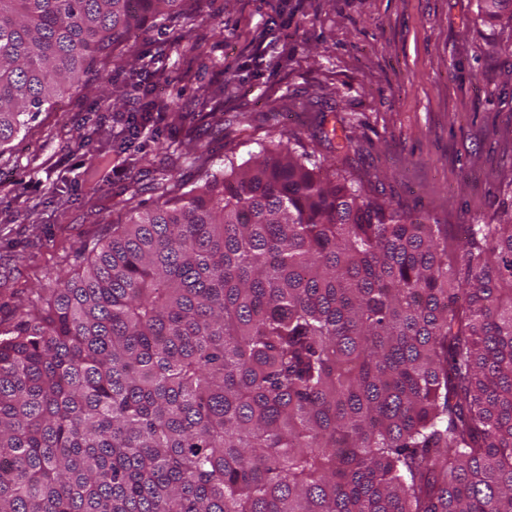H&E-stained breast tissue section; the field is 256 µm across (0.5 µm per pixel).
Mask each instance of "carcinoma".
I'll use <instances>...</instances> for the list:
<instances>
[{"label":"carcinoma","instance_id":"carcinoma-1","mask_svg":"<svg viewBox=\"0 0 512 512\" xmlns=\"http://www.w3.org/2000/svg\"><path fill=\"white\" fill-rule=\"evenodd\" d=\"M194 2L0 0V150ZM188 155L0 327V512H512V203L453 261L306 153Z\"/></svg>","mask_w":512,"mask_h":512}]
</instances>
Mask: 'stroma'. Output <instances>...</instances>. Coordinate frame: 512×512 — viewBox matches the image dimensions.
I'll return each instance as SVG.
<instances>
[{
	"mask_svg": "<svg viewBox=\"0 0 512 512\" xmlns=\"http://www.w3.org/2000/svg\"><path fill=\"white\" fill-rule=\"evenodd\" d=\"M133 38L134 54L94 65L84 86L40 112L0 153V321L48 295L165 171L193 181L184 151L212 171L290 141L370 197L427 214L457 244L489 223L512 180V20L477 0H201ZM157 114L132 146L130 118ZM337 128L347 149L321 130ZM90 152L76 150L84 134ZM24 180V194L13 193Z\"/></svg>",
	"mask_w": 512,
	"mask_h": 512,
	"instance_id": "obj_1",
	"label": "stroma"
}]
</instances>
